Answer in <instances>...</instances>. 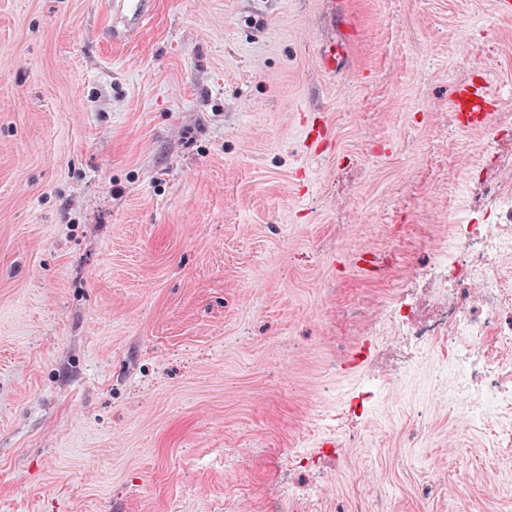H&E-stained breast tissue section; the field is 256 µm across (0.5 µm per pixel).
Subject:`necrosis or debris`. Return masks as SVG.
<instances>
[{"label":"necrosis or debris","mask_w":512,"mask_h":512,"mask_svg":"<svg viewBox=\"0 0 512 512\" xmlns=\"http://www.w3.org/2000/svg\"><path fill=\"white\" fill-rule=\"evenodd\" d=\"M489 207L497 223L452 225L464 256L449 255L431 231L422 233L423 258L414 272L439 279L434 319L417 321L387 302L376 306L370 325L409 346L413 360L452 372L456 403L473 422L503 429L512 442V430L503 428L512 413V174L502 176Z\"/></svg>","instance_id":"obj_1"}]
</instances>
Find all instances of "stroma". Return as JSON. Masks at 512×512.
I'll return each mask as SVG.
<instances>
[{
	"label": "stroma",
	"mask_w": 512,
	"mask_h": 512,
	"mask_svg": "<svg viewBox=\"0 0 512 512\" xmlns=\"http://www.w3.org/2000/svg\"><path fill=\"white\" fill-rule=\"evenodd\" d=\"M346 6L330 75L328 0H156L118 45L111 0H0V512H288L287 488L319 512H512V447L453 376L345 323L425 305L416 225L486 222L512 15ZM487 77L492 125L463 129L452 90ZM356 245L395 250L387 276L343 262ZM370 381L346 441L312 425ZM348 44L350 43L347 41H333L321 47L320 63L325 71L336 72L340 61L344 58V52Z\"/></svg>",
	"instance_id": "35a3bbf8"
}]
</instances>
